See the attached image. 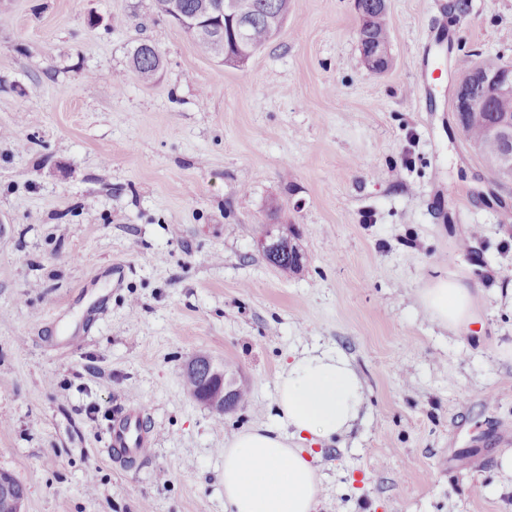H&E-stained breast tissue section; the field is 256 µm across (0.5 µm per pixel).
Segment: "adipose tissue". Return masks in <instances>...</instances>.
Instances as JSON below:
<instances>
[{"mask_svg":"<svg viewBox=\"0 0 512 512\" xmlns=\"http://www.w3.org/2000/svg\"><path fill=\"white\" fill-rule=\"evenodd\" d=\"M420 303L432 321L458 329L473 321L481 291L438 278ZM276 391L271 423L224 443V512H314L317 479L302 446L348 433L366 401L361 378L336 349L295 357L279 372Z\"/></svg>","mask_w":512,"mask_h":512,"instance_id":"1","label":"adipose tissue"}]
</instances>
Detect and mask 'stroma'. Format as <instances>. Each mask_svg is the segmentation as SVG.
<instances>
[{"mask_svg": "<svg viewBox=\"0 0 512 512\" xmlns=\"http://www.w3.org/2000/svg\"><path fill=\"white\" fill-rule=\"evenodd\" d=\"M452 2L388 0L375 74L355 0H294L241 67L154 0H0V470L24 512H224L226 438L270 423L315 345L367 396L309 451L315 512H512V183L453 114L475 64H512V0ZM265 224L297 229L304 268L268 264ZM439 277L482 289L467 328L420 309ZM199 355L250 404L195 401ZM132 399L153 444L124 464L105 448ZM132 63L135 72L144 79L156 74L161 66V54L155 46L141 43L132 53Z\"/></svg>", "mask_w": 512, "mask_h": 512, "instance_id": "1", "label": "stroma"}]
</instances>
